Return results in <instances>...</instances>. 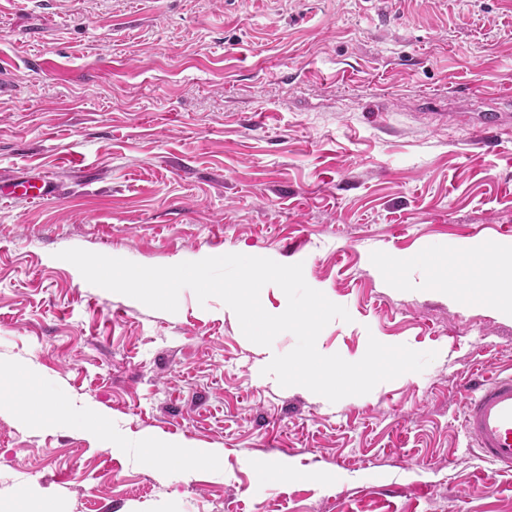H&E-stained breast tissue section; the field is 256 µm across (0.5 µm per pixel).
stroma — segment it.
I'll return each instance as SVG.
<instances>
[{
  "label": "stroma",
  "mask_w": 512,
  "mask_h": 512,
  "mask_svg": "<svg viewBox=\"0 0 512 512\" xmlns=\"http://www.w3.org/2000/svg\"><path fill=\"white\" fill-rule=\"evenodd\" d=\"M0 365L77 423L0 412V501L58 512H512V475L469 448L457 389L512 372V317L463 248L512 242V0H0ZM432 265L414 263L423 246ZM145 266L208 252L302 263L350 321L320 333L436 351L422 372L332 403L262 375L215 297L177 312L87 283L56 252ZM461 269L447 291L408 292ZM107 416L124 439L95 443ZM156 434L212 470L137 460ZM293 462L285 479L259 468ZM9 196L12 199H24L28 201L41 200L53 196L55 190L52 181L38 178L12 179L0 181V197ZM87 432L90 433L91 439L96 441H111L113 447H118L121 444L119 436L112 430L109 420L106 416L98 414L87 425Z\"/></svg>",
  "instance_id": "stroma-1"
}]
</instances>
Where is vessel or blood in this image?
Wrapping results in <instances>:
<instances>
[{"label": "vessel or blood", "mask_w": 512, "mask_h": 512, "mask_svg": "<svg viewBox=\"0 0 512 512\" xmlns=\"http://www.w3.org/2000/svg\"><path fill=\"white\" fill-rule=\"evenodd\" d=\"M28 201L54 194L52 181L38 178L12 179L0 183V195ZM462 426L471 447L496 465L512 473V374L477 378L460 388Z\"/></svg>", "instance_id": "b4317fda"}]
</instances>
